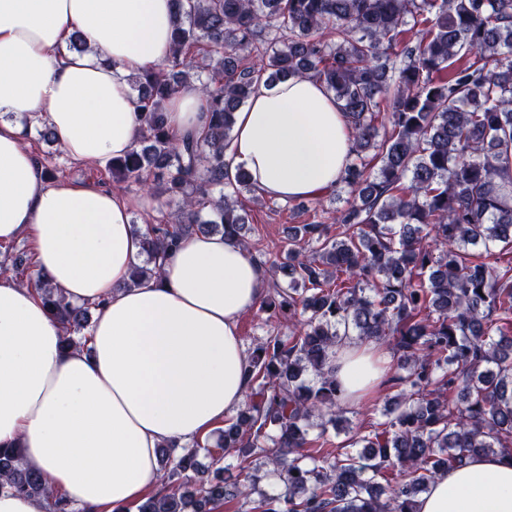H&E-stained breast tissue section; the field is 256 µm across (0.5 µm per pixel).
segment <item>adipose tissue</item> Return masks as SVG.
I'll use <instances>...</instances> for the list:
<instances>
[{
	"mask_svg": "<svg viewBox=\"0 0 512 512\" xmlns=\"http://www.w3.org/2000/svg\"><path fill=\"white\" fill-rule=\"evenodd\" d=\"M172 0H0V244L31 238L41 281L91 303L81 345L36 288L0 276V447L77 512H127L160 482L159 452L212 432L246 401L241 317L267 276L236 239L195 233L168 250L159 275L133 281L142 241L130 224L147 193L46 182L22 120H45L73 161L127 154L139 123L129 77L172 56ZM79 34L86 50L67 49ZM182 132L206 114L196 85L167 107ZM350 124L323 84L303 76L259 90L235 114L225 159L257 193L313 199L350 159ZM371 344L336 355L345 402L373 386ZM416 512H512V457L479 455L439 476Z\"/></svg>",
	"mask_w": 512,
	"mask_h": 512,
	"instance_id": "obj_1",
	"label": "adipose tissue"
}]
</instances>
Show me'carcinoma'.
I'll use <instances>...</instances> for the list:
<instances>
[{
	"instance_id": "obj_1",
	"label": "carcinoma",
	"mask_w": 512,
	"mask_h": 512,
	"mask_svg": "<svg viewBox=\"0 0 512 512\" xmlns=\"http://www.w3.org/2000/svg\"><path fill=\"white\" fill-rule=\"evenodd\" d=\"M174 5L171 60L132 79L137 145L107 163L117 189H160L178 203L142 233L148 265L133 277L158 274L167 249L196 231L248 246L239 195L253 185L242 169L229 174L224 151L234 113L262 85L311 76L332 93L351 123L350 198L327 221L296 225L271 264L291 287L269 279L261 309L305 318L248 351L251 392L225 421L221 454L207 451L215 470L198 466L199 445L165 453L163 493L139 512H224L255 490L257 452L285 492L261 495L252 512H414L440 473L512 452V265L495 257L512 249V0ZM191 82L206 123L175 135L165 105ZM469 246L494 260L472 259ZM28 281L67 346L78 344L91 305L65 301L33 272ZM355 338L391 344L398 392L383 420L358 426L336 453L325 439L327 425L347 422L336 349ZM3 492L76 512L20 448H0Z\"/></svg>"
}]
</instances>
